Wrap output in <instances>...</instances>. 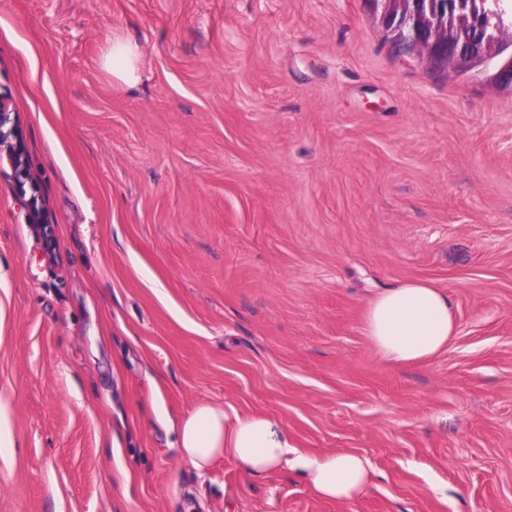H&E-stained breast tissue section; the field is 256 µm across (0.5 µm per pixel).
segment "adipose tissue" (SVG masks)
I'll use <instances>...</instances> for the list:
<instances>
[{
  "mask_svg": "<svg viewBox=\"0 0 512 512\" xmlns=\"http://www.w3.org/2000/svg\"><path fill=\"white\" fill-rule=\"evenodd\" d=\"M137 47L115 41L101 65L127 85L138 82ZM365 329L378 352L397 364L421 363L445 349L455 331L451 297L422 281H407L379 291L365 311ZM177 446L183 458L203 471L227 457L247 473L259 476L288 464L301 470L320 497L348 503L370 481L371 466L352 452L309 456L297 453L288 432L264 413L229 414L223 406L197 404L182 420Z\"/></svg>",
  "mask_w": 512,
  "mask_h": 512,
  "instance_id": "adipose-tissue-1",
  "label": "adipose tissue"
}]
</instances>
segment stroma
I'll return each mask as SVG.
<instances>
[{
    "label": "stroma",
    "mask_w": 512,
    "mask_h": 512,
    "mask_svg": "<svg viewBox=\"0 0 512 512\" xmlns=\"http://www.w3.org/2000/svg\"><path fill=\"white\" fill-rule=\"evenodd\" d=\"M0 97L57 237L0 153V512H512V86L365 0H0ZM412 279L456 333L390 364L365 309ZM202 401L374 477L197 471ZM137 46L127 41H114L102 57L101 66L112 78L129 86L138 82L136 70Z\"/></svg>",
    "instance_id": "1"
}]
</instances>
